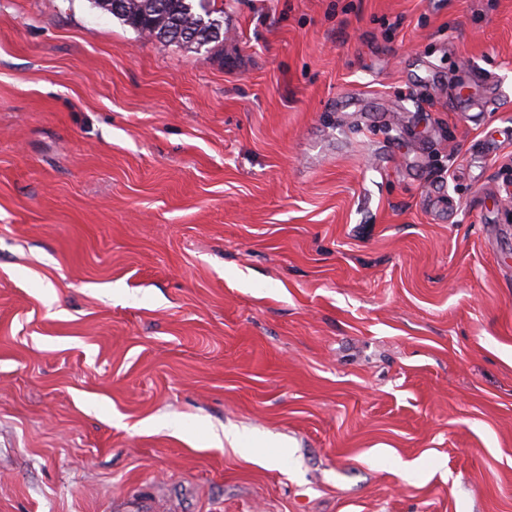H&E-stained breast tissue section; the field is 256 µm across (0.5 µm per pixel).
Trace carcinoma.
Wrapping results in <instances>:
<instances>
[{
  "mask_svg": "<svg viewBox=\"0 0 512 512\" xmlns=\"http://www.w3.org/2000/svg\"><path fill=\"white\" fill-rule=\"evenodd\" d=\"M112 2L92 0L142 38L197 52L224 43V9L216 7V0H119L117 12Z\"/></svg>",
  "mask_w": 512,
  "mask_h": 512,
  "instance_id": "carcinoma-1",
  "label": "carcinoma"
}]
</instances>
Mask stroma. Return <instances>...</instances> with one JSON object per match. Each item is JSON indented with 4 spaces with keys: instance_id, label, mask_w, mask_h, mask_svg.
<instances>
[{
    "instance_id": "35a3bbf8",
    "label": "stroma",
    "mask_w": 512,
    "mask_h": 512,
    "mask_svg": "<svg viewBox=\"0 0 512 512\" xmlns=\"http://www.w3.org/2000/svg\"><path fill=\"white\" fill-rule=\"evenodd\" d=\"M221 6L0 0V512H512V0ZM92 0L94 7L112 15L140 37L179 48L207 52L224 43V10L215 0ZM213 44V46H211Z\"/></svg>"
}]
</instances>
